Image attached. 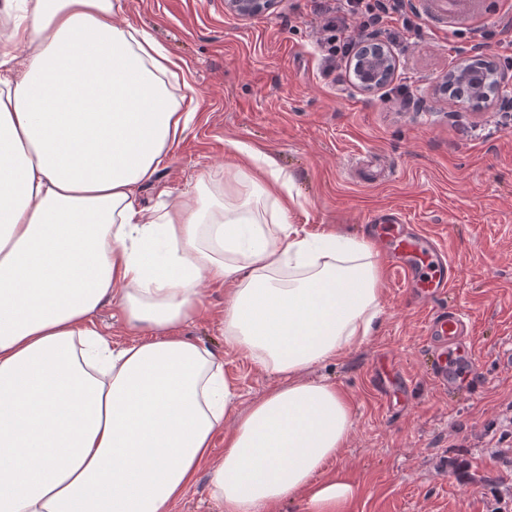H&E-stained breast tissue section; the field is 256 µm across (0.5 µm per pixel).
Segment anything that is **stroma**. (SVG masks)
I'll return each instance as SVG.
<instances>
[{
    "instance_id": "35a3bbf8",
    "label": "stroma",
    "mask_w": 512,
    "mask_h": 512,
    "mask_svg": "<svg viewBox=\"0 0 512 512\" xmlns=\"http://www.w3.org/2000/svg\"><path fill=\"white\" fill-rule=\"evenodd\" d=\"M315 5L277 0L240 19L224 0H124L118 23L151 33L175 64L172 92L192 90L196 105L140 203L177 202L200 181L216 192L232 161L255 174L252 150L282 169L292 221L308 232L371 241L378 217L399 210L439 237L458 272L453 288L421 303L384 271L371 340L309 376L352 401L337 466L360 488L353 512H512V457L497 453L512 419V121L436 94L437 77L470 53L471 32L435 25L422 0H410L420 36L394 49L410 108L389 87L365 93L345 70L326 73ZM233 141L243 155H231ZM201 293L206 311L184 333L223 361L244 410L276 379L225 349V288ZM451 307L472 319L475 361L447 390L436 379L446 356L427 325Z\"/></svg>"
}]
</instances>
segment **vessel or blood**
I'll list each match as a JSON object with an SVG mask.
<instances>
[{
    "mask_svg": "<svg viewBox=\"0 0 512 512\" xmlns=\"http://www.w3.org/2000/svg\"><path fill=\"white\" fill-rule=\"evenodd\" d=\"M433 11L443 14L449 30L470 26L475 18L484 16L487 0H429ZM399 213L387 216L384 234L390 243L388 255L392 271L403 287L415 289L424 296L447 291L455 283L457 273L446 259L445 247L434 237L424 233L406 234L400 231ZM428 333L435 342L460 349L463 357H470L465 336L467 324L454 311L434 314Z\"/></svg>",
    "mask_w": 512,
    "mask_h": 512,
    "instance_id": "obj_1",
    "label": "vessel or blood"
}]
</instances>
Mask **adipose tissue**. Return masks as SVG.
Wrapping results in <instances>:
<instances>
[{"instance_id": "adipose-tissue-1", "label": "adipose tissue", "mask_w": 512, "mask_h": 512, "mask_svg": "<svg viewBox=\"0 0 512 512\" xmlns=\"http://www.w3.org/2000/svg\"><path fill=\"white\" fill-rule=\"evenodd\" d=\"M123 0H0V512H169L209 468L224 512H352L327 473L354 427L349 397L309 379L371 338L382 264L365 239L273 220L228 167L224 196L193 190L150 213L138 192L192 112L172 61L116 24ZM27 55L16 59L17 46ZM226 287L220 330L278 383L238 413L224 366L181 329L199 285ZM116 304L131 341L95 316ZM224 456L214 459L216 435Z\"/></svg>"}]
</instances>
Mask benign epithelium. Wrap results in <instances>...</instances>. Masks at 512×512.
<instances>
[{"label":"benign epithelium","instance_id":"obj_1","mask_svg":"<svg viewBox=\"0 0 512 512\" xmlns=\"http://www.w3.org/2000/svg\"><path fill=\"white\" fill-rule=\"evenodd\" d=\"M273 0H224L225 8L232 15L247 19L268 12ZM395 58L389 46L377 39H367L359 46L357 54V87L371 92L394 78ZM443 92L448 87L456 89V100L461 104L474 101H497L512 89V73L497 66L489 54L464 56L442 74L438 80Z\"/></svg>","mask_w":512,"mask_h":512}]
</instances>
